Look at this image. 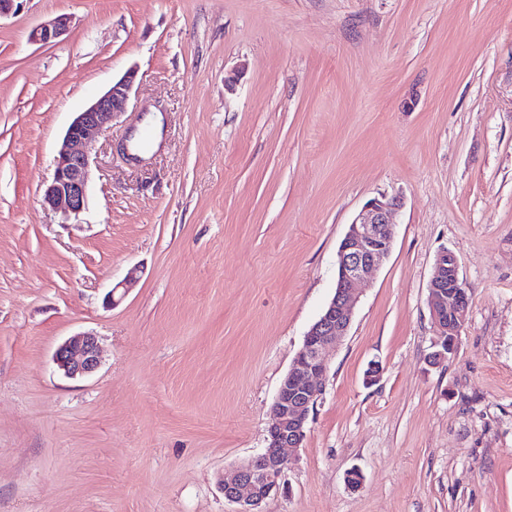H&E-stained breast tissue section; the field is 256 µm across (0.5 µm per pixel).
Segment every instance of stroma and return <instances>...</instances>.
Returning a JSON list of instances; mask_svg holds the SVG:
<instances>
[{"mask_svg":"<svg viewBox=\"0 0 512 512\" xmlns=\"http://www.w3.org/2000/svg\"><path fill=\"white\" fill-rule=\"evenodd\" d=\"M60 15L66 34L31 40ZM132 67L86 210L45 209L74 114ZM154 108L162 141L129 163L116 146ZM382 194L401 201L393 248L264 512H512V0H16L0 16V512H234L221 476L263 451L339 244ZM444 249L469 305L435 365ZM84 332L100 367L66 377L53 355Z\"/></svg>","mask_w":512,"mask_h":512,"instance_id":"1","label":"stroma"}]
</instances>
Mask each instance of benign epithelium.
<instances>
[{
    "label": "benign epithelium",
    "mask_w": 512,
    "mask_h": 512,
    "mask_svg": "<svg viewBox=\"0 0 512 512\" xmlns=\"http://www.w3.org/2000/svg\"><path fill=\"white\" fill-rule=\"evenodd\" d=\"M68 29L58 18L33 30L31 40L51 43ZM137 72L129 69L67 127L54 159L51 181L43 195L44 205L67 216L79 217L87 207V187L96 136L104 124L125 112ZM395 198H373L356 215L337 252L336 288L333 297L304 336L301 349L282 378L272 404L273 419L267 446L245 467L224 472V498L237 505L235 512H262V504L278 494L290 459L286 448H299L309 430V414L321 395L317 382L328 371L325 350L347 335L357 301L356 286L365 281L389 255L394 243ZM467 291L458 275L456 256L444 249L435 262L428 286V307L438 347L437 362L456 346L467 316ZM53 361L70 378L94 373L99 364L95 335L72 336L56 350Z\"/></svg>",
    "instance_id": "benign-epithelium-1"
}]
</instances>
